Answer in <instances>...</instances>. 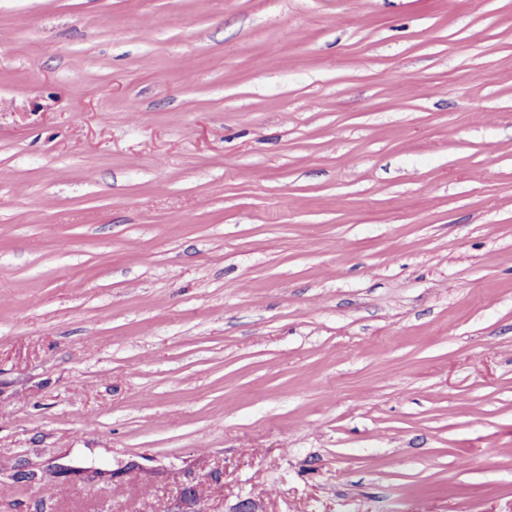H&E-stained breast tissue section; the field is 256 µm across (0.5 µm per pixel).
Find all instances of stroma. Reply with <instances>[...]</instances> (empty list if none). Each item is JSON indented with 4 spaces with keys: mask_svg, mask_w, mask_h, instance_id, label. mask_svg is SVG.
<instances>
[{
    "mask_svg": "<svg viewBox=\"0 0 512 512\" xmlns=\"http://www.w3.org/2000/svg\"><path fill=\"white\" fill-rule=\"evenodd\" d=\"M512 512V0H0V512Z\"/></svg>",
    "mask_w": 512,
    "mask_h": 512,
    "instance_id": "1",
    "label": "stroma"
}]
</instances>
